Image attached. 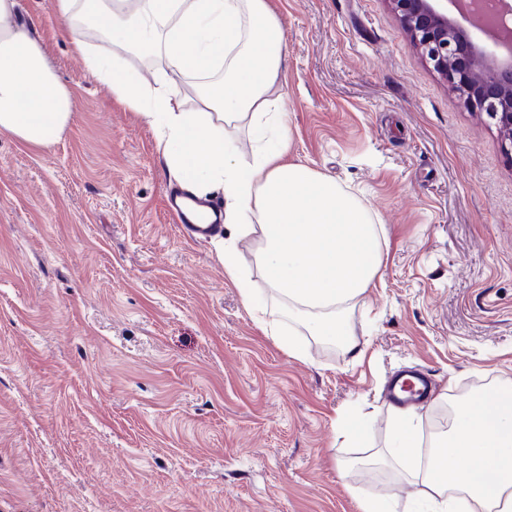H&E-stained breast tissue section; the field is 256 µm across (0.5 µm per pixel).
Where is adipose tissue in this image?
Wrapping results in <instances>:
<instances>
[{
    "label": "adipose tissue",
    "instance_id": "adipose-tissue-1",
    "mask_svg": "<svg viewBox=\"0 0 512 512\" xmlns=\"http://www.w3.org/2000/svg\"><path fill=\"white\" fill-rule=\"evenodd\" d=\"M65 26L76 17L107 35L114 52L157 55L171 71L201 76L196 109L181 88L118 65L74 40L88 72L153 128L156 148L179 187L224 195V224L238 237L258 236V262L289 321L349 352L358 343L346 320L379 278L386 231L336 181L286 163L290 133L280 77L283 37L268 0H52ZM19 0H0V133L24 144L53 143L71 115V98L48 65L31 28L19 25ZM249 122L259 144L242 164L231 139ZM224 268L243 285L253 320L294 358L301 343L271 321L266 301L245 288L233 246ZM390 447L404 473L420 481L414 506L397 496H366L360 512H512V384L457 401L447 433L421 456L418 419L398 410Z\"/></svg>",
    "mask_w": 512,
    "mask_h": 512
}]
</instances>
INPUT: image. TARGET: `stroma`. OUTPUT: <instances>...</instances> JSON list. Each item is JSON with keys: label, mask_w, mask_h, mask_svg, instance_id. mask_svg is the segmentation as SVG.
I'll list each match as a JSON object with an SVG mask.
<instances>
[{"label": "stroma", "mask_w": 512, "mask_h": 512, "mask_svg": "<svg viewBox=\"0 0 512 512\" xmlns=\"http://www.w3.org/2000/svg\"><path fill=\"white\" fill-rule=\"evenodd\" d=\"M284 42L288 161L387 231L350 309L362 353L251 318L221 245L188 239L151 127L90 76L51 0H20L72 114L58 140L0 134V512H358L418 496L377 465L390 378L439 410L512 382V163L411 47L386 0H270ZM368 425L351 442L336 421ZM349 470L341 479L340 470ZM397 388L408 399L417 401L432 392L431 386L422 374L413 372L401 373L392 380L389 387V396L392 399L393 407H396L401 400Z\"/></svg>", "instance_id": "1"}]
</instances>
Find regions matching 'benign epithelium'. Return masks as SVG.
Listing matches in <instances>:
<instances>
[{
  "label": "benign epithelium",
  "mask_w": 512,
  "mask_h": 512,
  "mask_svg": "<svg viewBox=\"0 0 512 512\" xmlns=\"http://www.w3.org/2000/svg\"><path fill=\"white\" fill-rule=\"evenodd\" d=\"M413 49L467 106L480 112L499 134L502 154L512 162V54L475 43L469 33L448 16V4L461 14L481 10L476 0H387ZM512 0H497L485 15L484 26L501 33L495 45H511Z\"/></svg>",
  "instance_id": "7a95c632"
}]
</instances>
